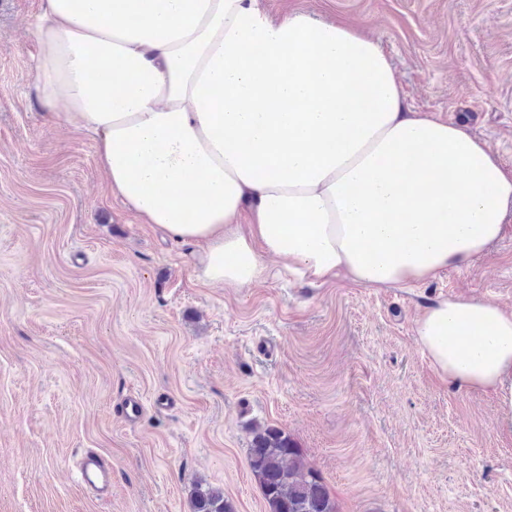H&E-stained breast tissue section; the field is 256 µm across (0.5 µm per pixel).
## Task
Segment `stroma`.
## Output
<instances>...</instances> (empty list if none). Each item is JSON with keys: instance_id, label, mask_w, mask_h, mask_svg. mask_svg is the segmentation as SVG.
I'll return each instance as SVG.
<instances>
[{"instance_id": "35a3bbf8", "label": "stroma", "mask_w": 512, "mask_h": 512, "mask_svg": "<svg viewBox=\"0 0 512 512\" xmlns=\"http://www.w3.org/2000/svg\"><path fill=\"white\" fill-rule=\"evenodd\" d=\"M379 41L417 112L512 169V0H288ZM39 0H0V512H193L198 485L269 512L248 453L282 430L340 512H512V433L444 383L415 322L448 295L512 308V233L414 288L198 280L193 246L113 197L93 137L36 90ZM149 407L133 425L129 393ZM112 463V496L76 481ZM79 481L101 496L112 494V465L101 454L87 451L78 465Z\"/></svg>"}]
</instances>
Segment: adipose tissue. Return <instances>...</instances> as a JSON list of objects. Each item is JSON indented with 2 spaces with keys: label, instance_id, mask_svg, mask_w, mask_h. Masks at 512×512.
Instances as JSON below:
<instances>
[{
  "label": "adipose tissue",
  "instance_id": "adipose-tissue-1",
  "mask_svg": "<svg viewBox=\"0 0 512 512\" xmlns=\"http://www.w3.org/2000/svg\"><path fill=\"white\" fill-rule=\"evenodd\" d=\"M34 35L41 102L93 135L143 223L197 247L205 283L249 288L275 262L313 286L407 287L505 232L512 171L465 124L408 109L352 24L259 0H41ZM415 333L512 430V311L451 296Z\"/></svg>",
  "mask_w": 512,
  "mask_h": 512
}]
</instances>
